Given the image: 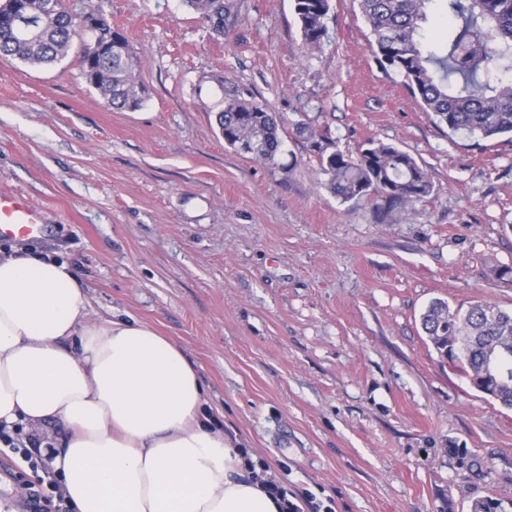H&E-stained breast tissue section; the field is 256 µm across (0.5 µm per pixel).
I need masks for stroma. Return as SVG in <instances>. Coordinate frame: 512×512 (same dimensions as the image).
Instances as JSON below:
<instances>
[{"label": "stroma", "mask_w": 512, "mask_h": 512, "mask_svg": "<svg viewBox=\"0 0 512 512\" xmlns=\"http://www.w3.org/2000/svg\"><path fill=\"white\" fill-rule=\"evenodd\" d=\"M127 37L141 108L107 106L75 56L0 57V192L42 208L37 239L72 264L97 316L131 315L194 361L206 407L296 504L323 512H512V409L425 335L436 299L512 310V141L436 126L376 64L356 0L304 45L294 0H234L222 36L181 0H96ZM283 119L260 162L224 143L225 100ZM349 154L393 144L434 190L382 220L325 190L295 125ZM58 480L10 447L0 470Z\"/></svg>", "instance_id": "35a3bbf8"}]
</instances>
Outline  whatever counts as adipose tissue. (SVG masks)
I'll return each mask as SVG.
<instances>
[{
    "label": "adipose tissue",
    "instance_id": "1",
    "mask_svg": "<svg viewBox=\"0 0 512 512\" xmlns=\"http://www.w3.org/2000/svg\"><path fill=\"white\" fill-rule=\"evenodd\" d=\"M204 405L186 353L94 319L68 262L0 255V429L62 425L41 455L73 512H282Z\"/></svg>",
    "mask_w": 512,
    "mask_h": 512
}]
</instances>
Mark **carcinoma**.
Instances as JSON below:
<instances>
[{
    "mask_svg": "<svg viewBox=\"0 0 512 512\" xmlns=\"http://www.w3.org/2000/svg\"><path fill=\"white\" fill-rule=\"evenodd\" d=\"M200 13L218 36L231 17L230 0H181ZM370 30L373 56L384 71L398 74L411 96L451 133L474 138L512 137V83H495L490 69L512 72V0H444L448 34L423 42L421 24L432 0H357ZM303 43L310 51L322 49L327 38L325 19L330 0H294ZM88 60L85 81L115 109H136V64L127 42L112 39V24L104 18L90 30L66 10L65 0H29L27 11L0 0V56L40 66L65 59L74 44ZM224 142L239 149L246 143L251 156L272 161L282 140L277 115L264 105L241 100L224 103L217 113ZM296 135L309 142L319 161L324 186L341 202L372 200L389 214L402 212L433 191L428 172L410 154L395 145L371 141L352 156L324 135L304 126ZM478 304L466 312H452L448 303L435 300L422 314L421 325L437 352L458 362L467 378L483 372L485 349L505 345L506 373L512 376V311L487 315ZM461 336L466 350L456 352L453 338Z\"/></svg>",
    "mask_w": 512,
    "mask_h": 512,
    "instance_id": "1",
    "label": "carcinoma"
}]
</instances>
